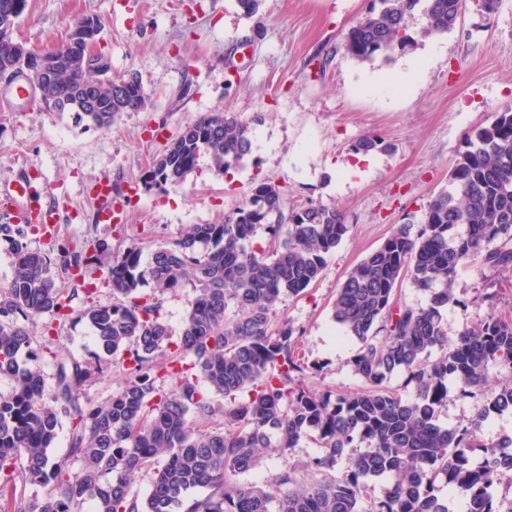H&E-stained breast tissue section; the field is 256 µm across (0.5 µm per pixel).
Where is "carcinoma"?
Here are the masks:
<instances>
[{"label":"carcinoma","mask_w":512,"mask_h":512,"mask_svg":"<svg viewBox=\"0 0 512 512\" xmlns=\"http://www.w3.org/2000/svg\"><path fill=\"white\" fill-rule=\"evenodd\" d=\"M465 0H371L349 29L343 54L360 63L389 59L406 48L407 22L425 18L426 36L452 31ZM26 0H0V76L23 67L37 85L33 100L46 112H71L76 121L109 129L123 112L147 108L149 95L134 76H112L106 62L90 64L86 47L100 39L101 23L83 16L67 40L41 52L13 38ZM251 122L216 110L184 126L155 157L145 182L179 185L195 172L200 155L224 175L252 149ZM386 149L377 136L360 138L354 150ZM269 233V250L252 239ZM347 233L336 205L289 207L275 184H255L249 198L220 224H191L149 258L136 241L112 252L106 280L112 301L72 306L77 280L107 251L95 238L62 240L48 233L52 250H32L20 229L0 224L11 244L14 276L0 292V376L13 382L0 394V472L20 469L22 479L46 488L39 501L17 512H452L455 498L467 512H512V499L498 498L512 481V437L489 442L486 422L512 413V385L484 389L490 369L512 363V317L491 314L448 343L442 311L456 302L451 285L460 268L511 270L512 106L472 131L453 169L448 188L429 202L417 231L394 230L346 277L332 302V318L360 347L352 367L369 388L354 395L318 393L304 384L306 367L295 356L297 337L288 321L270 331L274 306L317 281L326 255ZM428 294L424 306L395 298L402 279ZM195 295L179 341L161 319L155 292L174 291L184 280ZM153 284V292L143 287ZM237 313L227 315L229 306ZM72 317L93 330L90 360L56 361L54 404L45 401V382L26 322ZM172 362L156 361L168 345ZM443 354L429 360L434 349ZM119 353L130 364L123 387L105 403L81 406L75 391L99 373L102 361ZM407 374L414 397L404 401L382 386L393 373ZM170 380L165 393L158 382ZM474 398L466 422H440L448 393ZM230 402L218 409L212 395ZM71 417L70 454L83 461L74 472L48 454L57 437L59 412ZM303 440L323 448L310 466L324 478L297 482L287 467L261 487L237 476L255 468L266 448L282 452ZM165 460L155 466L158 457ZM347 461L340 477L331 474ZM152 472L144 503L129 496L134 478ZM387 482L384 496L372 484ZM197 489L207 493L194 494Z\"/></svg>","instance_id":"carcinoma-1"}]
</instances>
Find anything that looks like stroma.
I'll return each mask as SVG.
<instances>
[{
    "mask_svg": "<svg viewBox=\"0 0 512 512\" xmlns=\"http://www.w3.org/2000/svg\"><path fill=\"white\" fill-rule=\"evenodd\" d=\"M369 0H264L244 17L236 0H27L14 36L38 51L65 41L73 18L102 22L100 45L116 76L133 74L151 96L144 111L112 127L75 122L26 102L0 105V189L23 175L51 184L55 223L64 237H92L110 250L141 240L144 249L176 240L191 224H217L240 207L253 182L270 180L295 205H338L348 231L326 257L321 277L276 305L298 336L310 389L360 391L350 361L358 348L331 317L347 274L402 224L419 225L429 201L447 188L467 135L512 105V0L485 16L465 0L451 32L423 36L414 15L413 48L387 62L360 63L342 45ZM251 121L252 152L218 176L208 157L176 186L144 183L153 158L185 125L215 110ZM385 150L356 152L362 136ZM139 187L122 224H98L95 183ZM457 304L443 312L449 338L490 314H512V271L485 278L460 269ZM128 363L108 358L79 391L83 406L103 404L124 384ZM320 448L301 442L263 452L245 479L266 485L285 466L299 482L319 479L310 462Z\"/></svg>",
    "mask_w": 512,
    "mask_h": 512,
    "instance_id": "stroma-1",
    "label": "stroma"
}]
</instances>
